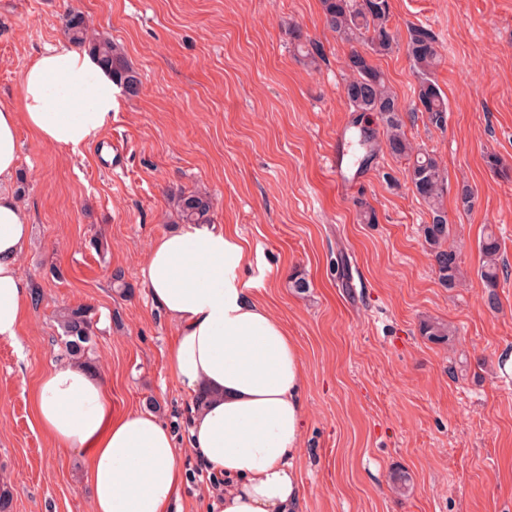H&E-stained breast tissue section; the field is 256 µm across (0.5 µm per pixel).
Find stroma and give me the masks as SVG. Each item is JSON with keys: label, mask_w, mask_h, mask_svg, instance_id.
Wrapping results in <instances>:
<instances>
[{"label": "stroma", "mask_w": 512, "mask_h": 512, "mask_svg": "<svg viewBox=\"0 0 512 512\" xmlns=\"http://www.w3.org/2000/svg\"><path fill=\"white\" fill-rule=\"evenodd\" d=\"M390 6L398 35L426 26L443 55L433 78L448 99L445 126L409 113L404 122L448 171V242L465 273L452 290L438 281L405 161L383 151L358 166L352 123L374 120L349 110L350 47L325 29L321 0H0L1 105L19 103L34 56L65 42L71 11L119 44L141 81L78 153L18 130L13 192L32 226L20 263L40 300L16 340L0 339V488L11 512H91L85 455L53 448L31 400L60 356L62 306L96 314L92 355L113 413L152 398L176 433L184 484L170 512H206L219 494L187 442L194 401L167 365L175 330L141 274L151 241L179 226L169 198L181 191L210 194L214 223L236 225L253 256L244 278L300 347V512H512V0ZM292 25L322 45L318 66L294 51ZM374 63L410 104L418 77L404 50ZM492 155L508 176L491 171ZM465 183L469 211L456 203ZM363 204L377 223H361ZM489 231L509 270L495 311L478 275ZM296 274L306 293L292 288ZM428 319L455 336H421Z\"/></svg>", "instance_id": "stroma-1"}]
</instances>
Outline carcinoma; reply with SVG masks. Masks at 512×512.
Segmentation results:
<instances>
[{
  "label": "carcinoma",
  "instance_id": "cac0c4a2",
  "mask_svg": "<svg viewBox=\"0 0 512 512\" xmlns=\"http://www.w3.org/2000/svg\"><path fill=\"white\" fill-rule=\"evenodd\" d=\"M325 27L337 38L350 44H359L347 56L344 65L348 71L345 96L350 111L375 118L384 129V139L373 130L355 128L360 161L366 165L385 150L394 158L408 161L406 178L417 200L426 205L431 222L424 225L423 236L434 261L440 284L450 290L464 280L456 250L448 245L449 227L444 205L448 174L430 153L417 148L404 131L403 112L410 110L425 115L429 124L442 128L448 118V100L431 79V72L440 64L441 56L435 35L420 25L407 27L404 43L406 55L421 75L415 88L411 107H405L390 88L384 74L373 63V57L387 55L398 46L391 26L389 0H321ZM68 39L88 47L100 65L112 73L115 82L128 94L139 88L137 72L130 65L122 48L111 39L93 32L80 13H71L65 19ZM292 44L311 65L323 57L319 44L303 38L300 28L289 30ZM173 211L181 224H210L214 202L205 192H179L170 197ZM484 256L480 278L487 288L485 303L489 309L499 307L497 288L503 267L498 262L500 243L492 232L484 235L479 244ZM55 319L64 336L65 355L90 368L95 367L89 351L96 336V322L90 309L84 306L62 307ZM420 332L433 342L445 344L452 330L438 321L421 323Z\"/></svg>",
  "mask_w": 512,
  "mask_h": 512
}]
</instances>
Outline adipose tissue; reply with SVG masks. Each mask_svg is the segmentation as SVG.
I'll return each mask as SVG.
<instances>
[{
    "label": "adipose tissue",
    "mask_w": 512,
    "mask_h": 512,
    "mask_svg": "<svg viewBox=\"0 0 512 512\" xmlns=\"http://www.w3.org/2000/svg\"><path fill=\"white\" fill-rule=\"evenodd\" d=\"M120 95L86 49L65 43L27 65L20 108L0 105V339L17 338L31 297L19 266L30 225L5 190L16 172L18 126L74 152L111 123ZM251 263L236 229L187 224L152 241L142 275L178 330L170 371L185 393L203 398L190 446L224 481L211 512H299L303 366L295 340L242 280ZM33 405L54 447L85 454L91 512H165L178 495L175 433L150 410L113 416L98 373L53 362Z\"/></svg>",
    "instance_id": "adipose-tissue-1"
}]
</instances>
